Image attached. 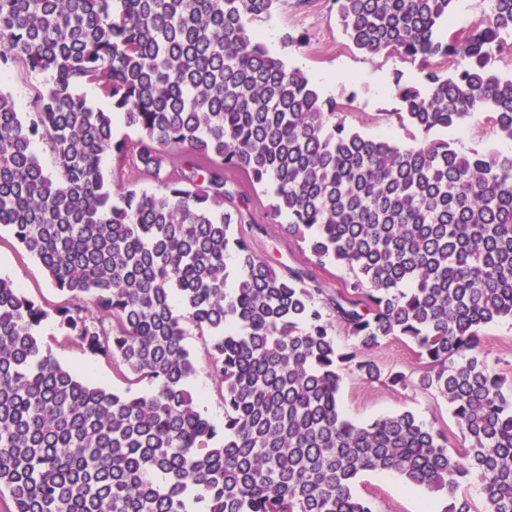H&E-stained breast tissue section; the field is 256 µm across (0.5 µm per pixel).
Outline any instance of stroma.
Returning <instances> with one entry per match:
<instances>
[{
	"mask_svg": "<svg viewBox=\"0 0 512 512\" xmlns=\"http://www.w3.org/2000/svg\"><path fill=\"white\" fill-rule=\"evenodd\" d=\"M250 28L268 50L284 58L290 66L301 68L311 77H318L335 68H344L347 77L336 88L337 100L352 97L353 102L341 114L346 125L368 135L387 134L405 143L408 132L394 117L399 103L393 94H380L373 81L374 74L392 76L403 71L412 81L420 80L416 64L396 55L383 54L369 57L350 47L338 22L334 0H279L270 17L252 21ZM296 37L294 46L284 47L286 36ZM445 139L454 141L462 151H496L512 154V143L498 138L484 114H475L468 122L450 128ZM270 196L264 191L251 195L250 210L257 223L266 225V233L256 235L254 250L275 263L308 265L309 254L303 244L289 238L281 225L268 217ZM0 274L10 277L29 295L50 302H59L60 296L52 286L43 268L32 258L0 238ZM184 344L194 355L196 373L191 387L205 405L207 417L222 423L224 407L210 376L206 349L210 338L191 322H184ZM44 341L53 355L70 369H77L79 362L92 365L93 381L108 388L121 387L112 361L93 356L69 346L57 327L52 324L42 328ZM480 354L505 380V387L512 391V323L500 321L488 325L482 337ZM382 367L403 372L412 380L422 373L424 364L406 340H385L372 353ZM342 416L357 425H365L376 418L412 412L420 421L447 433L449 448H457L462 434L448 407L447 401L435 391H422L410 386H387L370 382L356 375L345 376L340 389ZM355 494L367 499L373 512H419L421 502L440 507L441 501L425 488L407 484L398 474L380 475L365 473L353 485Z\"/></svg>",
	"mask_w": 512,
	"mask_h": 512,
	"instance_id": "obj_1",
	"label": "stroma"
}]
</instances>
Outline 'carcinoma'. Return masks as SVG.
<instances>
[{
  "instance_id": "1",
  "label": "carcinoma",
  "mask_w": 512,
  "mask_h": 512,
  "mask_svg": "<svg viewBox=\"0 0 512 512\" xmlns=\"http://www.w3.org/2000/svg\"><path fill=\"white\" fill-rule=\"evenodd\" d=\"M277 2L0 0V71L46 75L31 118L0 89V229L63 297L0 276L6 512H373L352 491L367 472L440 494L442 512H472L460 489L474 480L484 512H512V393L479 352L487 325L512 320V155L436 137L482 112L512 142V74L497 66L512 0H484L455 34L457 0H334L353 47L423 71L393 78L405 146L346 127L345 104L256 40L249 23ZM457 55L468 65L444 73ZM89 85L110 109L88 104ZM115 112L139 133L130 154ZM113 153L161 190L112 186ZM244 183L270 190L271 219L288 217L314 265L353 273L336 295L235 234ZM181 307L211 336L220 426L189 387ZM47 322L152 391L75 375L44 349ZM391 336L425 361L413 385L448 401L461 450L410 412L342 417L345 374L407 385L368 356Z\"/></svg>"
}]
</instances>
